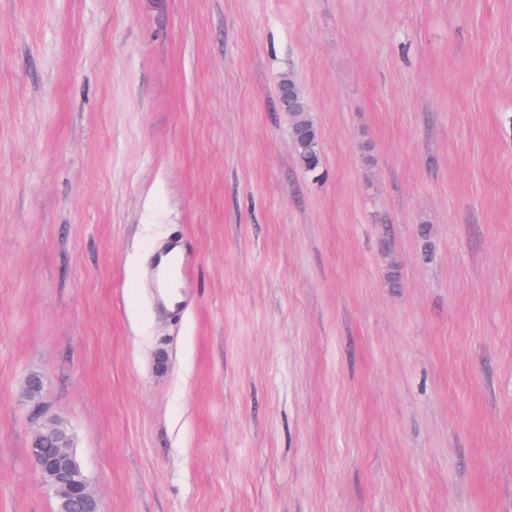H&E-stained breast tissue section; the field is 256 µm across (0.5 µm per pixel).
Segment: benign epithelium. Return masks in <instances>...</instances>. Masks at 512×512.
<instances>
[{
	"label": "benign epithelium",
	"instance_id": "1",
	"mask_svg": "<svg viewBox=\"0 0 512 512\" xmlns=\"http://www.w3.org/2000/svg\"><path fill=\"white\" fill-rule=\"evenodd\" d=\"M59 422L39 429L33 436L29 456L62 512H100L97 496L90 487L70 441L57 434Z\"/></svg>",
	"mask_w": 512,
	"mask_h": 512
}]
</instances>
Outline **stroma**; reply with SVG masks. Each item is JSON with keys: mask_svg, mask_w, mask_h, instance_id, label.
<instances>
[{"mask_svg": "<svg viewBox=\"0 0 512 512\" xmlns=\"http://www.w3.org/2000/svg\"><path fill=\"white\" fill-rule=\"evenodd\" d=\"M35 374L102 512H512V0H0V512ZM291 140L301 166L315 171L320 165L319 133L306 99L297 92L292 101Z\"/></svg>", "mask_w": 512, "mask_h": 512, "instance_id": "35a3bbf8", "label": "stroma"}]
</instances>
